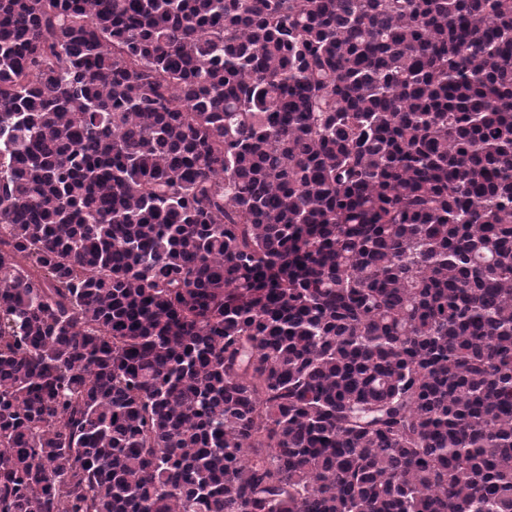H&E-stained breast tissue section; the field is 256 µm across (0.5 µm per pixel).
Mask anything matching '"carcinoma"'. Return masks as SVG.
<instances>
[{
    "label": "carcinoma",
    "mask_w": 512,
    "mask_h": 512,
    "mask_svg": "<svg viewBox=\"0 0 512 512\" xmlns=\"http://www.w3.org/2000/svg\"><path fill=\"white\" fill-rule=\"evenodd\" d=\"M0 512H512V0H0Z\"/></svg>",
    "instance_id": "cac0c4a2"
}]
</instances>
